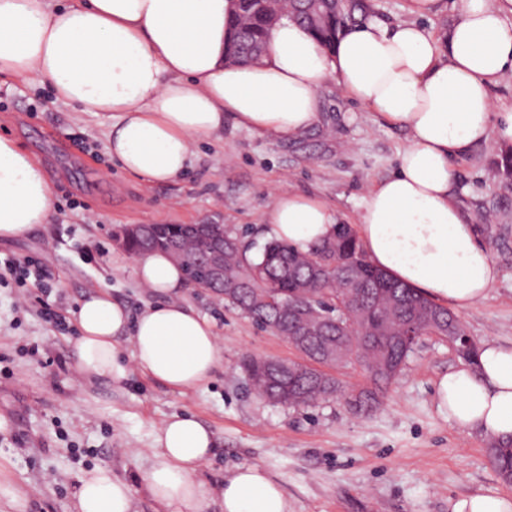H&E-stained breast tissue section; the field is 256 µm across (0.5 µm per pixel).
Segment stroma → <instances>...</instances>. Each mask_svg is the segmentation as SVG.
<instances>
[{
	"instance_id": "stroma-1",
	"label": "stroma",
	"mask_w": 512,
	"mask_h": 512,
	"mask_svg": "<svg viewBox=\"0 0 512 512\" xmlns=\"http://www.w3.org/2000/svg\"><path fill=\"white\" fill-rule=\"evenodd\" d=\"M109 125L56 99L49 86L0 77V134L42 166L56 204L51 223L0 242V263L37 267L25 284H0V457L28 512H70L78 476L97 466L136 481L150 464L154 427L185 413L216 434L204 479L218 483L237 465H259L281 485L292 512H449L464 496H512L489 459L490 439L454 426L436 406L438 377L462 360L433 337L421 338L372 411L355 412L342 398L289 409L257 397L240 362L294 359L297 351L189 286L184 301L214 322L222 348L205 385L179 394L135 370L118 386L78 375L79 302L105 291L136 314L150 300L133 256L113 245V231L223 224L261 244L266 212L288 193L320 198L353 225L362 197L396 171L409 138L331 80L320 91V120L303 136L260 135L229 119L223 140L195 145L181 177L149 184L113 162ZM451 167L461 213L499 270L487 297L458 317L474 340L512 347V145L488 141ZM46 307L65 317L67 329L44 318Z\"/></svg>"
}]
</instances>
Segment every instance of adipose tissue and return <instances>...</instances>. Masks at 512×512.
<instances>
[{"mask_svg":"<svg viewBox=\"0 0 512 512\" xmlns=\"http://www.w3.org/2000/svg\"><path fill=\"white\" fill-rule=\"evenodd\" d=\"M412 22L375 18L323 47L289 17L257 61L226 58L234 0H0V76L34 79L82 112L108 114L109 152L129 176L167 183L188 168L195 144L224 134L225 119L259 134L294 138L319 120V93L336 79L345 94L410 135L396 171L362 197L357 236L392 278L448 306L481 302L498 277L488 249L452 194V158L496 139L512 144V109L493 87L512 73V0H457L438 36L420 25L439 0H409ZM54 196L18 142L0 135V239L51 223ZM330 206L293 193L265 215L268 238L302 250L331 238ZM135 272L155 300L138 317L98 293L80 302L73 343L78 373L118 384L130 368L176 392L206 383L221 360L210 320L184 304L180 266L160 251ZM132 350L123 358L121 337ZM435 398L457 426L512 438V347L483 341L475 364L441 375ZM215 435L194 415L153 432V460L137 483L95 467L78 479L75 512H132L143 495L163 512H291L281 486L256 465L235 467L221 485L201 478Z\"/></svg>","mask_w":512,"mask_h":512,"instance_id":"1","label":"adipose tissue"}]
</instances>
